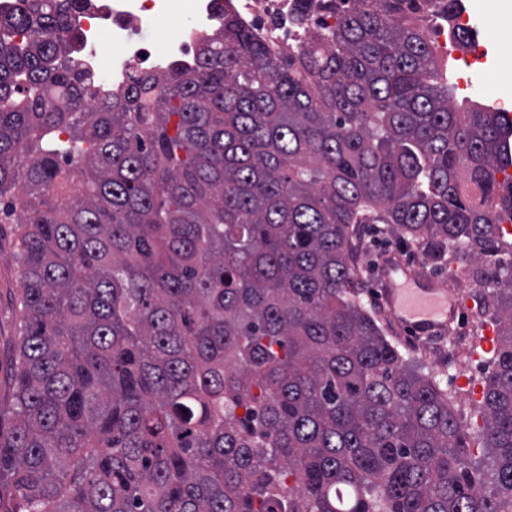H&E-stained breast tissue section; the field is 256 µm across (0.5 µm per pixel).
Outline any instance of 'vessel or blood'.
I'll list each match as a JSON object with an SVG mask.
<instances>
[{
    "label": "vessel or blood",
    "instance_id": "vessel-or-blood-1",
    "mask_svg": "<svg viewBox=\"0 0 512 512\" xmlns=\"http://www.w3.org/2000/svg\"><path fill=\"white\" fill-rule=\"evenodd\" d=\"M379 294L390 317L418 337L444 333L460 309V301L438 280L413 270L407 263L387 266Z\"/></svg>",
    "mask_w": 512,
    "mask_h": 512
}]
</instances>
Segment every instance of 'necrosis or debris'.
I'll list each match as a JSON object with an SVG mask.
<instances>
[{"instance_id":"4bbe7bcc","label":"necrosis or debris","mask_w":512,"mask_h":512,"mask_svg":"<svg viewBox=\"0 0 512 512\" xmlns=\"http://www.w3.org/2000/svg\"><path fill=\"white\" fill-rule=\"evenodd\" d=\"M292 7L293 0H92L73 19L84 34L79 63L89 74L105 72L106 83L96 88L103 95L124 87L134 70L164 71L191 63L198 40L219 28L228 12L263 41L297 43L301 33L291 24ZM163 15H186L190 22L159 47L154 28ZM105 31L112 39L108 47L101 41Z\"/></svg>"}]
</instances>
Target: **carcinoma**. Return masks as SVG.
<instances>
[{
    "label": "carcinoma",
    "mask_w": 512,
    "mask_h": 512,
    "mask_svg": "<svg viewBox=\"0 0 512 512\" xmlns=\"http://www.w3.org/2000/svg\"><path fill=\"white\" fill-rule=\"evenodd\" d=\"M88 0L0 12V214L23 333L6 512H512V117L450 104L430 0H296L281 53L224 13L101 107ZM459 24L461 0H435ZM504 178L497 179V174ZM459 253L501 330L474 475L448 393L360 300L357 224Z\"/></svg>",
    "instance_id": "cac0c4a2"
}]
</instances>
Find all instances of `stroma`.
I'll list each match as a JSON object with an SVG mask.
<instances>
[{"label":"stroma","mask_w":512,"mask_h":512,"mask_svg":"<svg viewBox=\"0 0 512 512\" xmlns=\"http://www.w3.org/2000/svg\"><path fill=\"white\" fill-rule=\"evenodd\" d=\"M462 8L472 15L473 37L486 47L488 54L486 63L470 72L460 60L461 49H439V66L451 70L454 76L453 102L469 100L492 106L501 100L511 104L512 90L495 91L492 83L498 77L512 75V42L498 34L499 28L512 20V0H462ZM358 273L363 282L360 298L365 308L378 318L388 340L406 359L451 393L454 411L471 435V461L484 466L487 450L480 435L484 421L482 402L485 377L493 370V351L486 346V334L492 324L479 306V290L459 291L464 317L473 328L470 337L451 342L438 335L415 343L389 317L377 296L369 265H360ZM21 293L17 227L0 216V402L4 404L12 396L16 350L22 336Z\"/></svg>","instance_id":"35a3bbf8"}]
</instances>
